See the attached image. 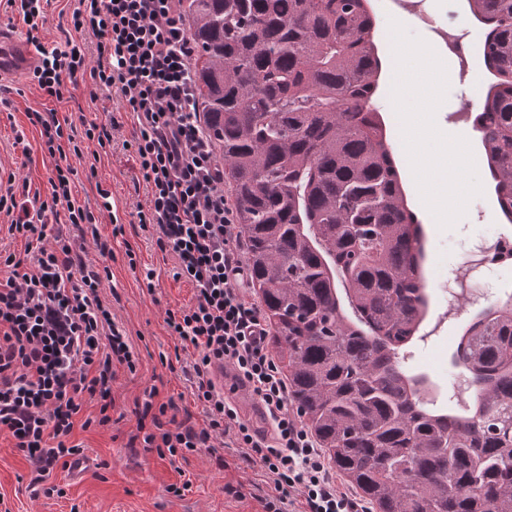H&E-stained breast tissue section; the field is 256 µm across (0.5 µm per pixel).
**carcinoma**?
<instances>
[{"mask_svg": "<svg viewBox=\"0 0 512 512\" xmlns=\"http://www.w3.org/2000/svg\"><path fill=\"white\" fill-rule=\"evenodd\" d=\"M496 81L476 113L512 223V0H467ZM194 93L291 397L376 512H512V304L467 325L441 409L398 353L429 307L424 234L375 104L371 0H181Z\"/></svg>", "mask_w": 512, "mask_h": 512, "instance_id": "1", "label": "carcinoma"}]
</instances>
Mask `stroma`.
<instances>
[{"label":"stroma","mask_w":512,"mask_h":512,"mask_svg":"<svg viewBox=\"0 0 512 512\" xmlns=\"http://www.w3.org/2000/svg\"><path fill=\"white\" fill-rule=\"evenodd\" d=\"M426 10L439 24L469 37L473 67L467 73L455 71L436 121L469 141L483 186L482 195L469 202L466 215L443 230L421 212L412 172L409 166L401 168L407 204L417 211L427 238L425 276L439 282L430 291V312L420 329V339L405 349L404 365L410 372L428 375L431 397L437 405L447 407L457 401L453 390L456 371L449 358L458 337L474 315L512 296V267L493 263L483 267L479 282L484 297L472 303L455 293L457 270L468 252L481 243L498 236L512 238V223L497 205L477 132L472 124L457 120L462 108L478 107L493 81L478 60L480 25L467 0H426ZM92 87L90 77L78 78L70 97L59 102L45 96L29 76L0 80V186L18 188L25 184L30 192L48 195L55 161L41 150L39 128L28 115L33 111L54 112L76 124L83 120L108 124L117 105L103 99L91 101ZM19 136L24 139L20 147L14 144ZM131 137L132 127L126 124L113 131L112 144L106 150L85 149L82 158L74 162L78 177L73 194L94 212L98 241L107 242L112 249L111 256H103L97 242L90 241L83 258L86 263L107 265L112 270L101 297L110 306L116 324L129 336L138 359L137 370H117L112 394L119 419L73 432V442L86 449L90 470L79 478L59 469L46 476L45 487L62 488V495L35 490L33 466L8 434H0V512H264V499L273 489L271 478L260 465L243 464L236 449L198 448L185 457L170 459L144 448L142 440L135 437V405L143 401L150 386L158 387L159 401H174L178 419L189 420L199 428L204 414L193 401L189 381L167 366L176 341L167 330L165 312L191 303L194 292L189 284L173 279V259L163 258L148 232L130 221L131 212L148 199L135 163L122 147ZM100 184L112 192V213L100 209L96 190ZM115 217L124 225L123 236L117 238L112 235L111 220ZM129 246L138 256L139 270H131L127 264L125 249ZM144 267L156 269L153 281L141 275ZM185 477L193 483L191 492L182 497L169 493V486Z\"/></svg>","instance_id":"35a3bbf8"}]
</instances>
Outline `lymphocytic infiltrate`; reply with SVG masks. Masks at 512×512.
<instances>
[{"mask_svg": "<svg viewBox=\"0 0 512 512\" xmlns=\"http://www.w3.org/2000/svg\"><path fill=\"white\" fill-rule=\"evenodd\" d=\"M25 19L27 39L40 57L32 80L43 93L63 100L70 85L89 74L91 101L116 99L134 136L124 142L148 189L134 223L151 228L162 254L176 259L173 277L190 284L193 301L166 313L165 323L185 357L181 370L206 421L196 428L169 423L167 404H155L157 387L146 389L137 430L158 455L213 447L229 440L243 463L261 464L273 483L265 512H369L337 477L300 414L288 409L289 387L267 351L269 326L257 303L245 297L248 278L243 235L224 193V168L202 127L193 101L194 47L177 0H76L64 48H46L40 33L52 0H6ZM97 39L88 56L84 37ZM42 144L55 157L50 197L37 209L0 194L7 232L25 240L23 255L0 265V431H7L38 476L55 467L71 470L84 449L70 444L84 400L97 401L102 422L113 408L117 368L135 371L126 332L114 322L100 290L109 267L84 262L82 241L50 230L66 215L80 229L95 216L78 204L73 165L83 151L73 124L53 112H33ZM229 366L265 408L270 434L240 417L214 379L216 364Z\"/></svg>", "mask_w": 512, "mask_h": 512, "instance_id": "obj_1", "label": "lymphocytic infiltrate"}]
</instances>
